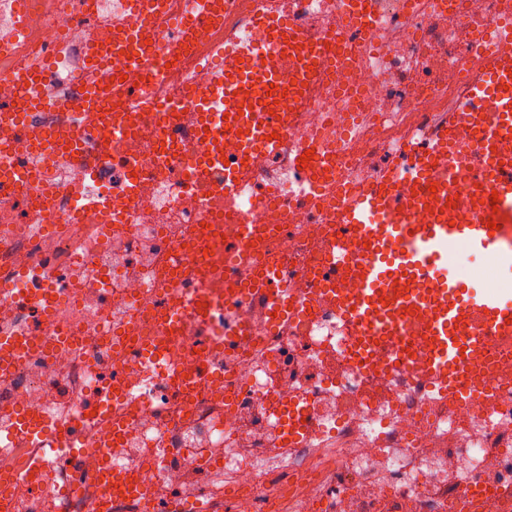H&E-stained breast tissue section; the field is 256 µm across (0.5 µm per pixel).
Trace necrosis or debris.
Returning a JSON list of instances; mask_svg holds the SVG:
<instances>
[{
    "label": "necrosis or debris",
    "instance_id": "necrosis-or-debris-1",
    "mask_svg": "<svg viewBox=\"0 0 512 512\" xmlns=\"http://www.w3.org/2000/svg\"><path fill=\"white\" fill-rule=\"evenodd\" d=\"M98 2L92 15L86 0H0V14L27 18L20 31L0 30V85L21 67H42L43 94L55 103L42 122L64 137L95 121L66 103L84 69L71 53L113 19L108 0ZM222 7L221 37L188 42L162 74L129 65L122 74L146 77L150 97L165 99L204 85L214 61L251 36L255 11L313 41L342 24L335 0ZM376 11L374 29L350 34L360 56L309 87L281 148L256 154L235 192L217 191L220 171L205 174L214 193L190 184L186 153L200 120L191 109L170 127L183 153L160 160L150 130L112 133L111 166L72 177L0 123V145H13L32 182L21 190L0 180V280L13 288L0 294V336L47 341L0 370V512H87L109 469L144 493L113 496L100 512H147L152 500L156 512H512V344L486 339L480 378L493 402L478 410L420 379L378 373L394 360L382 343L360 371L351 326L307 277L323 260L332 212L288 179L298 152L313 149L325 179L374 177L439 120L512 23V0H376ZM134 167L149 177L133 194ZM258 201L254 262L287 273L300 314L268 319L238 292L231 247L241 212ZM184 248L203 254L220 319L170 325L168 314L196 291L192 271L171 262ZM46 288L56 296L48 316L32 302ZM292 406L304 431L290 442ZM90 410L86 446L55 459L14 422L22 411L59 429Z\"/></svg>",
    "mask_w": 512,
    "mask_h": 512
}]
</instances>
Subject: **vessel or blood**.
Listing matches in <instances>:
<instances>
[{"label":"vessel or blood","mask_w":512,"mask_h":512,"mask_svg":"<svg viewBox=\"0 0 512 512\" xmlns=\"http://www.w3.org/2000/svg\"><path fill=\"white\" fill-rule=\"evenodd\" d=\"M214 9V0H189L174 20L166 0H117L114 30L106 43L88 48L87 71L99 73L125 53L148 69H159L166 55L159 48L146 50L148 34L174 22L183 32L193 31L199 18L211 17ZM253 23L267 33L278 64L253 62L252 47H240L210 71L206 94L163 103L155 120L161 136L170 113L189 106L200 112L201 160L223 170L229 190L242 181L247 167L224 164L225 131L240 132L245 154L277 150L286 134L287 110L303 98L315 73L331 63L326 40L309 42L299 28L260 12ZM43 76L36 67L19 69L11 82L24 87L26 103L1 107L0 120L24 128L34 115L50 110L41 92ZM93 139V130H83L61 146L42 133L36 149L87 168L96 162ZM410 161L411 174L389 166L343 194L336 229L310 279L335 300L360 338L402 337L412 322H419L420 348L396 350L400 371L419 372L430 387L477 405L488 391L475 374L483 343L489 336L512 338V300L501 291L472 292L448 256L465 247L512 267L511 27L500 30L495 46L471 71L465 91L423 135L421 147L411 150ZM457 186L466 198L460 210L446 204ZM348 278L357 285L351 294L341 287ZM286 284L285 277H272L255 298L299 308Z\"/></svg>","instance_id":"obj_1"}]
</instances>
